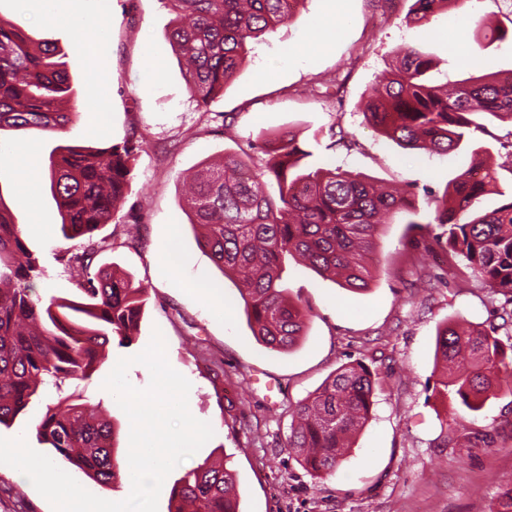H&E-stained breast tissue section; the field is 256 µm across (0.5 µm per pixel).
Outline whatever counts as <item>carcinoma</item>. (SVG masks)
<instances>
[{"mask_svg":"<svg viewBox=\"0 0 512 512\" xmlns=\"http://www.w3.org/2000/svg\"><path fill=\"white\" fill-rule=\"evenodd\" d=\"M302 0H167L184 22L171 42L186 63L185 80L199 105L210 106L224 92L260 36L287 22ZM458 0H414L412 15L427 23ZM509 38V30L474 24L473 42ZM438 65L430 55L406 48L397 65L378 79L362 115L365 123L409 149L446 155L485 127L490 119H512V70L470 75L433 84ZM71 92L57 47L34 42L24 31L0 20V131L32 128L65 134L75 113L63 108ZM133 145L108 148L58 145L49 155V190L61 216L62 238L71 246L61 258L84 302L33 299V281L43 275L39 257L28 249L23 225L0 203V425L25 414L45 389L46 411L34 425L38 441L76 465L101 486L114 483L120 460L114 428L87 408L81 391L66 393L75 380L91 379L112 339L129 345L138 332L146 290L104 269L90 273L94 254L107 247L93 240L112 223L126 195ZM265 170L244 159L224 156L218 171L203 169L193 180L188 205L204 229L199 244L224 273L238 276L252 332L265 345L287 351L305 335L306 313L281 286L287 258L340 279L350 290H364L373 278L365 259L378 227L400 213L415 214L411 192L387 191L360 175L303 167L308 155L290 131L267 140ZM480 168L483 177L471 178ZM276 183L264 190L260 176ZM497 187V168L474 151L471 168L433 199L436 237L495 294L512 303V201L475 213L480 198ZM437 357L457 369L441 381L466 412H478L500 386L501 368L512 366L508 341L485 329L451 322L438 330ZM374 375L360 362L345 364L315 393L292 409L287 447L311 476L336 472L351 438L368 420ZM235 470L227 461L201 464L174 486L168 512H240Z\"/></svg>","mask_w":512,"mask_h":512,"instance_id":"1","label":"carcinoma"}]
</instances>
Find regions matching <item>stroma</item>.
<instances>
[{
  "mask_svg": "<svg viewBox=\"0 0 512 512\" xmlns=\"http://www.w3.org/2000/svg\"><path fill=\"white\" fill-rule=\"evenodd\" d=\"M103 30L68 32L46 22L27 0H0V19L31 39L57 46L69 75L77 113L71 132L4 130L0 143L28 144L40 174L28 204L19 202L14 164L0 157V198L17 223L44 225L26 233L44 267L34 285L41 299L82 301L59 252L61 217L47 188L48 157L60 144L110 146L134 139L138 151L119 212L99 234L111 246L94 267L109 266L148 291L138 334L130 346L111 345L108 358L84 382L90 405L115 425L122 465L113 486L66 471L96 496L121 501L129 478L128 418L102 383L119 358L142 352L154 330L166 341L169 364L193 385L188 405L214 435L168 475L158 512H167L173 484L203 462L230 459L242 512H497L499 496L512 488V377H504L483 412L468 416L474 431L496 435L493 448L449 443L457 403L440 393L442 368L436 334L448 319H462L512 333L501 315L507 302L473 276L464 261L439 245L427 202L468 168L480 148L499 162L497 192L477 209L493 210L512 197V123L493 120L445 156L405 149L363 122L362 105L380 74L401 49L437 56L432 78L441 84L468 74L512 70V42L475 48L471 17L489 27H512V0H465L461 7L413 22L414 0H304L285 24L256 45L222 97L209 107L187 90L170 41L175 13L166 0H98ZM341 33L324 34L330 15ZM462 42L480 63L465 67L451 49ZM102 43L96 66L85 48ZM107 76L102 111L90 109L94 73ZM293 131L311 153L313 167L341 168L382 186L416 195L418 229L379 226L375 269L368 289L350 291L295 260H287L282 284L308 314L306 334L290 351L268 348L252 333L236 276L224 275L201 247L185 189L205 167H219L225 153L249 156L261 168V133ZM176 249L208 287L224 297L216 318L192 285L166 271ZM363 361L375 374L371 417L336 472L312 478L287 447L290 411L343 364ZM0 512H52L28 478L0 464Z\"/></svg>",
  "mask_w": 512,
  "mask_h": 512,
  "instance_id": "stroma-1",
  "label": "stroma"
}]
</instances>
